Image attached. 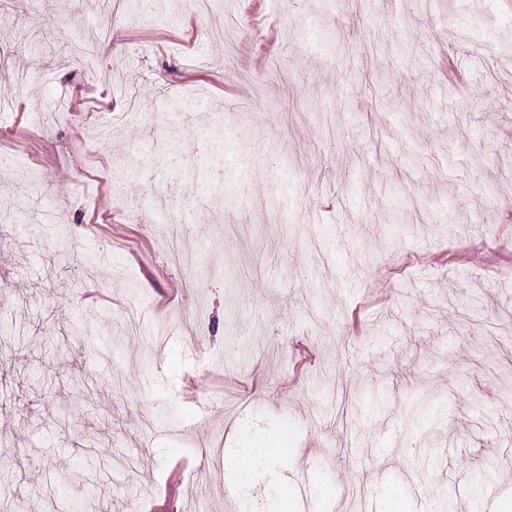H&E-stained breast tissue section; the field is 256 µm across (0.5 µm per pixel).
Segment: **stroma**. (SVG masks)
Returning a JSON list of instances; mask_svg holds the SVG:
<instances>
[{
  "instance_id": "1",
  "label": "stroma",
  "mask_w": 512,
  "mask_h": 512,
  "mask_svg": "<svg viewBox=\"0 0 512 512\" xmlns=\"http://www.w3.org/2000/svg\"><path fill=\"white\" fill-rule=\"evenodd\" d=\"M211 6L228 25L136 0L105 41L98 0H0V512H282L289 487L309 512L361 488L489 512L512 498V0ZM469 46L461 99L442 59ZM174 222L195 264L165 260ZM256 436L288 454L224 476Z\"/></svg>"
}]
</instances>
